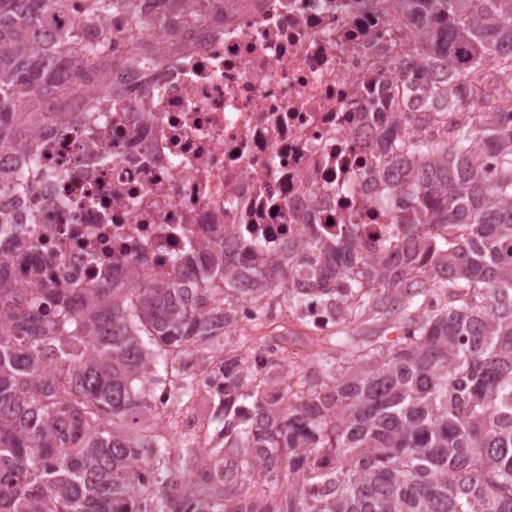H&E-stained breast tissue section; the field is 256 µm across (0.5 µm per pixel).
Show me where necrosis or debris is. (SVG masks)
Instances as JSON below:
<instances>
[{
	"label": "necrosis or debris",
	"instance_id": "obj_1",
	"mask_svg": "<svg viewBox=\"0 0 512 512\" xmlns=\"http://www.w3.org/2000/svg\"><path fill=\"white\" fill-rule=\"evenodd\" d=\"M164 9L126 0L103 22L117 64L92 76L82 111L104 143L73 136L54 158L64 180L30 177L18 217L39 210L52 281L131 282L215 232L268 254L300 224L390 237L405 192L375 178L366 111L409 59L418 16L397 0H179L203 30L184 43Z\"/></svg>",
	"mask_w": 512,
	"mask_h": 512
}]
</instances>
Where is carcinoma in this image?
Masks as SVG:
<instances>
[{
	"label": "carcinoma",
	"mask_w": 512,
	"mask_h": 512,
	"mask_svg": "<svg viewBox=\"0 0 512 512\" xmlns=\"http://www.w3.org/2000/svg\"><path fill=\"white\" fill-rule=\"evenodd\" d=\"M87 24L59 29L69 0H0V147L21 146L19 167L0 171V236L13 232L29 175L46 168L31 125L69 130L61 83L82 42L88 71L112 67L110 40L86 29L121 0H86ZM426 23L416 59L437 63L425 100L449 120L432 126L409 103L407 72L394 66L403 102L370 144L394 155L391 182L414 195L393 218L399 248L363 245L356 226L334 236L288 240L277 255L258 242L217 237L129 284L112 279L59 288L44 270L53 253L30 218L29 249L0 255V512H147L157 483L154 431L139 418L159 380L156 363L180 371L186 346L226 334L247 306L254 319L276 288L295 308L315 300L336 323L366 314L399 317L398 341L352 346L343 374L306 391L242 402L249 374L224 359V438L234 460H207L188 485L162 498L161 512H512V0H417ZM469 92L457 88L460 78ZM38 104L25 112L23 104ZM479 144L490 159L475 166ZM258 268L240 286L235 252ZM32 286L15 288L10 265ZM436 305L417 315L414 297ZM282 483L278 496L237 498L238 480Z\"/></svg>",
	"instance_id": "1"
}]
</instances>
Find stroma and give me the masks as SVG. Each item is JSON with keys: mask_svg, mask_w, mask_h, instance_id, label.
Masks as SVG:
<instances>
[{"mask_svg": "<svg viewBox=\"0 0 512 512\" xmlns=\"http://www.w3.org/2000/svg\"><path fill=\"white\" fill-rule=\"evenodd\" d=\"M271 310L266 319L253 320L237 325L226 335L211 340L206 350L189 348L185 354L186 372L193 379H200L208 370L223 363L230 355L242 357L245 370H252V357L271 339L283 337L291 345H306L310 357L301 363L287 355L271 356L262 373L267 380V391L327 380L319 363L327 360L342 364L349 351L317 331L306 319L299 317L295 308L284 302L282 295L271 294ZM220 399L217 394H206L198 387L187 390L167 389L166 397L153 411L152 423L158 442L165 446L161 459L162 478L165 485L180 484L190 478L198 467L197 456L206 455L218 459L228 455L224 437L220 435V423L216 420ZM195 449L196 457H189L187 449Z\"/></svg>", "mask_w": 512, "mask_h": 512, "instance_id": "1", "label": "stroma"}]
</instances>
